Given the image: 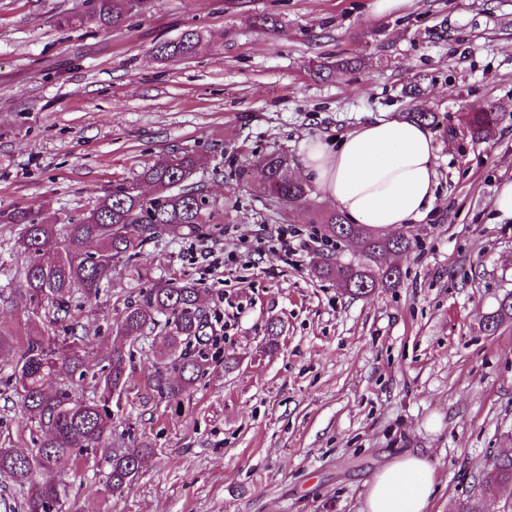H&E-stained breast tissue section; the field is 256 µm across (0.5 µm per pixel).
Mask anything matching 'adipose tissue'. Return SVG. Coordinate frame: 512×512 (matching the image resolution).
<instances>
[{
  "label": "adipose tissue",
  "mask_w": 512,
  "mask_h": 512,
  "mask_svg": "<svg viewBox=\"0 0 512 512\" xmlns=\"http://www.w3.org/2000/svg\"><path fill=\"white\" fill-rule=\"evenodd\" d=\"M299 173L349 222L390 231L422 219L432 209L436 147L421 123L374 118L342 136L334 149L310 143ZM434 490L430 460L406 454L374 475L365 509L427 512Z\"/></svg>",
  "instance_id": "1"
}]
</instances>
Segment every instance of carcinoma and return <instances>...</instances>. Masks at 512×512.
Listing matches in <instances>:
<instances>
[{
    "mask_svg": "<svg viewBox=\"0 0 512 512\" xmlns=\"http://www.w3.org/2000/svg\"><path fill=\"white\" fill-rule=\"evenodd\" d=\"M147 0H94L93 8L81 20L108 29L128 22L146 10ZM204 39L203 32L188 29L177 39L155 47L157 56L176 62L193 56ZM500 112L491 105L483 112L464 115L470 135L489 139L496 133ZM288 155L270 151L260 156L245 173L269 193L271 199L296 211L304 209L309 186L288 175ZM197 159L190 152L163 157L146 167L131 181L112 186L89 212L57 227L37 211L4 215V221L24 225L18 247L26 256L21 277L26 297L36 317L51 306L68 312L74 290L81 289L92 299L112 281L114 263L139 258L145 247L163 234L196 236L204 225L213 223L224 206L209 199L201 182L194 181ZM308 223L321 225L323 238L349 239L357 245L360 260L355 263L322 261L315 267L321 279L336 280L356 296L377 288H393L401 278L397 267L380 259L390 250L406 252L405 237L384 238L361 224H349L336 213L314 214ZM204 289L192 281L160 282L142 298L130 301L116 323L122 339H136L163 325L167 349L162 363L176 373L155 369L150 382L161 396L178 395L193 388L205 371L202 354L190 345L209 340V323L201 300ZM512 319V293L504 296L497 309L485 318V326L497 328ZM84 366V347L72 336L56 342L40 331L24 338L23 350L12 370L14 391L26 415L45 428V436L28 448L0 447V477L26 490L24 512H59L67 500V486L58 473L68 466H79L83 453L101 452L110 471L97 493L104 497L131 489L148 466L151 449L114 448L109 444L112 416L108 404L121 395L126 382L124 352L112 350L108 371L92 377L99 397L86 399L65 391L51 393L49 385L64 373H75ZM486 487L512 484V455L491 458L484 472Z\"/></svg>",
    "mask_w": 512,
    "mask_h": 512,
    "instance_id": "cac0c4a2",
    "label": "carcinoma"
}]
</instances>
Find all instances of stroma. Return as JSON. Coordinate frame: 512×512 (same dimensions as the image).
<instances>
[{"label":"stroma","instance_id":"stroma-1","mask_svg":"<svg viewBox=\"0 0 512 512\" xmlns=\"http://www.w3.org/2000/svg\"><path fill=\"white\" fill-rule=\"evenodd\" d=\"M151 0L126 26L78 25L84 0H0V212L42 208L65 224L112 185L159 157L190 151L210 199H232L197 237L165 235L141 258L150 279L115 264L97 299L74 293L66 323L101 372L120 340L124 302L172 278L204 287L224 330L205 346L204 374L186 393L148 385L160 331L130 345V376L113 412V444L152 450L123 495L103 499L109 468L63 473L78 512H364L368 483L405 453L435 469L428 512H512V484L483 488L492 456L512 450V320L485 316L512 292V218L493 201L512 182V0ZM277 21L257 28L255 17ZM198 28L178 62L154 48ZM346 61L328 72L324 62ZM500 107L494 138L477 141L463 112ZM436 113L438 186L432 210L395 229L410 250L387 256L399 284L353 297L314 276L327 246L313 225L238 172L265 152L298 169L304 145L332 142L370 118ZM306 241L292 262L279 232ZM21 227L0 223V336L22 342L33 320L22 292ZM281 334L270 338L271 325ZM0 352V447L29 438Z\"/></svg>","mask_w":512,"mask_h":512}]
</instances>
